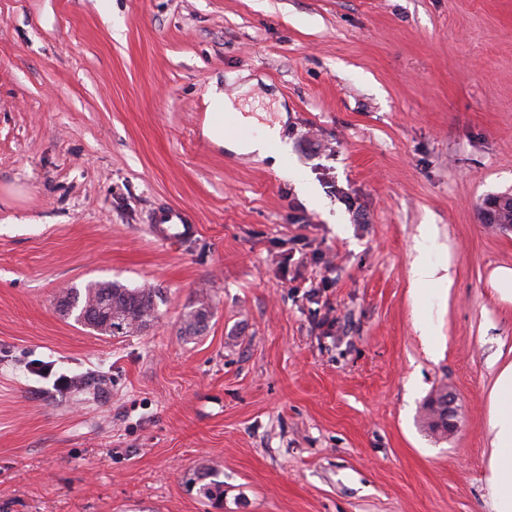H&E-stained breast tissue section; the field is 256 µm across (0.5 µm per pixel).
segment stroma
Instances as JSON below:
<instances>
[{
    "label": "stroma",
    "instance_id": "35a3bbf8",
    "mask_svg": "<svg viewBox=\"0 0 512 512\" xmlns=\"http://www.w3.org/2000/svg\"><path fill=\"white\" fill-rule=\"evenodd\" d=\"M214 86L287 114L324 209L204 136ZM508 190L512 0H0V512H494ZM170 205L196 233L163 245ZM424 239L449 289L413 288ZM92 280L164 301L102 336L57 307ZM445 391H448L447 389H440L438 392H436L435 394L436 395H439ZM433 396V395H432ZM431 396V397H432ZM431 397L428 399L426 405H425V414H424V417H423V423L425 424L426 428L428 429V431L430 433H432L433 435H439V436H445V435H448L450 433H452L456 427V421H455V416H456V410H455V407H454V404H455V398L453 396V394L451 392L448 391V398H447V404L445 403L444 400H439L438 397H435V400L433 402V407L436 409L439 407V405L441 404V402L443 403L442 404V407H447L448 408V411H447V416L445 415L443 417V419H438L436 420L437 422V425L438 427H442L443 426V423H446L447 424V427H448V434L445 433L444 430H440L439 432L437 431V428L436 426L434 425V423L431 422L430 420V415H429V411H430V408H431V404H430V399Z\"/></svg>",
    "mask_w": 512,
    "mask_h": 512
}]
</instances>
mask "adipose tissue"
I'll return each instance as SVG.
<instances>
[{
    "label": "adipose tissue",
    "mask_w": 512,
    "mask_h": 512,
    "mask_svg": "<svg viewBox=\"0 0 512 512\" xmlns=\"http://www.w3.org/2000/svg\"><path fill=\"white\" fill-rule=\"evenodd\" d=\"M212 117L204 133L214 143L236 154H252L259 158H273L282 163L281 123L263 124L257 116L238 109L219 90L209 94ZM232 118L239 126L252 129V137L232 139L224 134L225 118ZM490 425L494 440L487 477L495 512H512V363L500 371L491 393Z\"/></svg>",
    "instance_id": "ef3b65f1"
}]
</instances>
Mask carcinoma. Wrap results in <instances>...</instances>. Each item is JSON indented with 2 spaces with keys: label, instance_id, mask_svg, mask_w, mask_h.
<instances>
[{
  "label": "carcinoma",
  "instance_id": "obj_1",
  "mask_svg": "<svg viewBox=\"0 0 512 512\" xmlns=\"http://www.w3.org/2000/svg\"><path fill=\"white\" fill-rule=\"evenodd\" d=\"M163 295L157 288H125L114 282H91L80 289L71 286L60 300V310L75 322L102 335H132L147 327ZM208 310L202 306L184 314L185 331L198 333L206 327ZM215 472L197 473L203 481L200 493L209 500L224 498V482L213 479Z\"/></svg>",
  "mask_w": 512,
  "mask_h": 512
}]
</instances>
